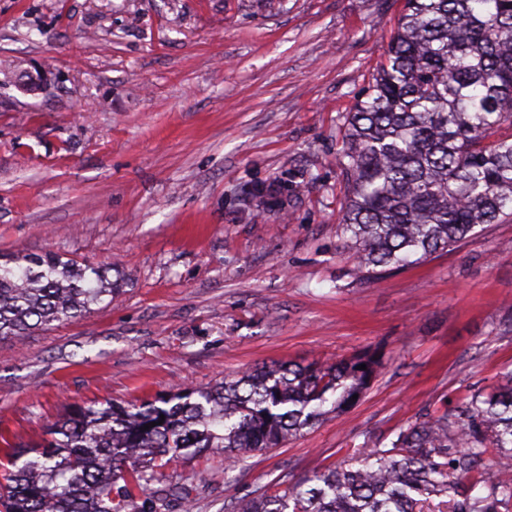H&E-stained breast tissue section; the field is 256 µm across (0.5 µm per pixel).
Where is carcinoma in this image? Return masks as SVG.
I'll use <instances>...</instances> for the list:
<instances>
[{
  "instance_id": "cac0c4a2",
  "label": "carcinoma",
  "mask_w": 512,
  "mask_h": 512,
  "mask_svg": "<svg viewBox=\"0 0 512 512\" xmlns=\"http://www.w3.org/2000/svg\"><path fill=\"white\" fill-rule=\"evenodd\" d=\"M508 125L511 133L496 135ZM343 249L357 275L426 260L512 217V0H405L385 61L349 113L336 154ZM108 270L55 251L0 264V339L83 318L121 290ZM364 364L366 369L358 366ZM380 357L281 363L141 403L75 406L42 443L4 449L0 512H160L151 490L180 459L233 469L277 448L377 377ZM165 419H160V416ZM154 422L156 426L144 429ZM512 371L439 415L231 512H508Z\"/></svg>"
}]
</instances>
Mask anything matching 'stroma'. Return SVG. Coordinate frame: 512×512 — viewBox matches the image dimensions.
I'll use <instances>...</instances> for the list:
<instances>
[{"mask_svg":"<svg viewBox=\"0 0 512 512\" xmlns=\"http://www.w3.org/2000/svg\"><path fill=\"white\" fill-rule=\"evenodd\" d=\"M403 0H0V259L53 250L124 275L112 302L0 340V449L75 403L206 388L263 363L383 356L343 413L228 470L164 471L224 512L512 369V221L372 280L341 248L348 112ZM264 186L273 200L252 198Z\"/></svg>","mask_w":512,"mask_h":512,"instance_id":"1","label":"stroma"}]
</instances>
